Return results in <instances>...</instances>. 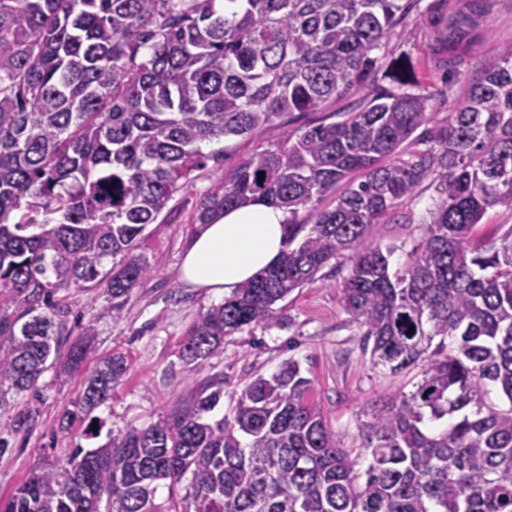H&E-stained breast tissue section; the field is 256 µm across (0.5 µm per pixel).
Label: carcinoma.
<instances>
[{
  "mask_svg": "<svg viewBox=\"0 0 512 512\" xmlns=\"http://www.w3.org/2000/svg\"><path fill=\"white\" fill-rule=\"evenodd\" d=\"M434 54L461 59L463 29L492 0H441ZM403 0H0V407L60 358L58 293L102 286L118 299L152 275L139 253L209 154L276 119L326 111L370 82L335 122L291 127L214 184L194 221L261 199L292 217L344 182L331 208L288 224L280 262L210 308L180 358L212 357L224 337L266 323L273 305L350 252L342 307L371 366L421 367L346 448L295 360L243 388L233 418L213 416L224 377L191 389L143 428L76 445L34 469L0 512H512V225L483 245L487 210L512 208V44L430 123L431 94L408 87L384 53ZM364 173L354 183L351 175ZM264 180H259V174ZM433 188L423 237L402 265L371 229ZM114 259L103 271V261ZM84 326L64 370L88 365L61 430L95 438V410L130 366L90 357ZM497 393L499 401L491 398ZM40 417L27 404L9 432ZM368 461L361 466V459ZM189 478L168 510L158 487Z\"/></svg>",
  "mask_w": 512,
  "mask_h": 512,
  "instance_id": "obj_1",
  "label": "carcinoma"
}]
</instances>
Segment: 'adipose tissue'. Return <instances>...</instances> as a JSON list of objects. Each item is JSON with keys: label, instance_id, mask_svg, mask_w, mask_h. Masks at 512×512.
Here are the masks:
<instances>
[{"label": "adipose tissue", "instance_id": "obj_1", "mask_svg": "<svg viewBox=\"0 0 512 512\" xmlns=\"http://www.w3.org/2000/svg\"><path fill=\"white\" fill-rule=\"evenodd\" d=\"M287 237L282 209L261 200L236 207L199 225L185 249L180 280L218 296L232 292L275 266Z\"/></svg>", "mask_w": 512, "mask_h": 512}]
</instances>
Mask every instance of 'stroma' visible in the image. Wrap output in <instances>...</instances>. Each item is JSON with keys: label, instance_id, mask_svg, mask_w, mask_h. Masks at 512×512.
Listing matches in <instances>:
<instances>
[{"label": "stroma", "instance_id": "obj_1", "mask_svg": "<svg viewBox=\"0 0 512 512\" xmlns=\"http://www.w3.org/2000/svg\"><path fill=\"white\" fill-rule=\"evenodd\" d=\"M435 0H417L403 23L389 37V52L406 53L418 84L432 92L433 120H442L449 107V90H463L481 74L483 62L498 46L512 43V0H495L491 12L473 33L470 51L454 74L435 66L428 51V30ZM286 127L275 121L256 129L245 139L229 143L223 165L206 163L194 171L156 223L142 233L140 252L152 268L151 276L129 297L122 299V314L112 315V297L102 288L70 289V310L62 347H70L83 326L93 325L90 349L99 357L122 353L130 364L125 380L97 414L106 427L119 433L140 428L168 414L178 398L193 385L220 375L224 402L216 415L233 416L244 385L258 376H270L288 360L299 362L304 376L312 378V399L320 404L328 423L345 447L361 444L359 425L376 401L389 395L410 393L420 380L419 369L397 375L374 370L362 352L361 336L350 323L341 303L346 269L328 264L314 282L294 289L274 306L269 323L252 325L225 337L222 352L191 363L179 357L181 344L202 314L220 304V297L184 286L179 269L186 243L196 226L193 216L224 169L282 141ZM432 190L399 203L403 224H378L372 234L394 245L393 263L406 261L419 242L422 217L431 203ZM82 388L81 374L63 375L58 368L45 372L27 400L37 405L40 418L27 434L9 436L0 453V497L6 498L29 473L47 462H60L79 443L78 429L62 431L59 422Z\"/></svg>", "mask_w": 512, "mask_h": 512}]
</instances>
